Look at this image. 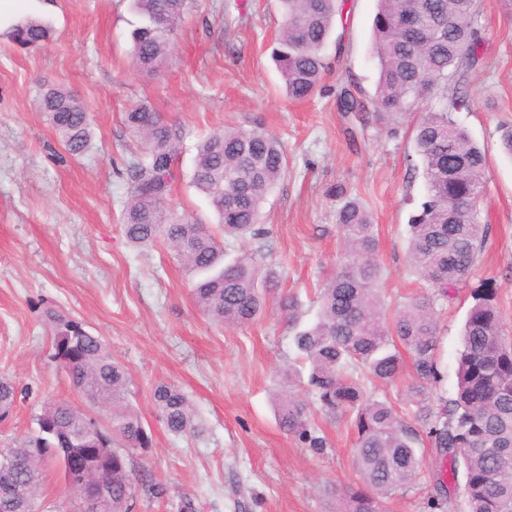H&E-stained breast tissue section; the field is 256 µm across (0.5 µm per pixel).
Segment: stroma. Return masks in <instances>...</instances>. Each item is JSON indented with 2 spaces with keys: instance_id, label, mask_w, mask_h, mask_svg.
Here are the masks:
<instances>
[{
  "instance_id": "35a3bbf8",
  "label": "stroma",
  "mask_w": 512,
  "mask_h": 512,
  "mask_svg": "<svg viewBox=\"0 0 512 512\" xmlns=\"http://www.w3.org/2000/svg\"><path fill=\"white\" fill-rule=\"evenodd\" d=\"M199 0L174 47L153 72L135 66L129 34L139 17L130 0H32L27 18L50 27V42L23 50L0 36V376L22 392L0 421V448L32 435L33 418L50 400L81 405L67 375L51 360L50 312L81 320L102 336L132 373L128 401L151 437L129 458L141 478L131 512H339L329 486L358 481L349 419L314 422L328 439L318 452L284 434L277 392L294 365L283 316L270 310L246 327L214 324L196 306L192 274L164 247L139 250L122 231L127 169L141 144L124 114L144 104L180 126L173 212L211 224L204 195L191 187L196 145L224 127L258 129L283 144L288 169L267 198L261 228L267 261L282 292L296 295L305 320L336 271L342 251L326 187L341 183L369 209L380 240L384 303L393 310L422 294L406 254L411 213L426 186L415 174L407 116L387 126L360 124L340 112L346 80L374 94L372 54L377 0H346L323 54L321 88L288 99L271 52L282 24L278 0ZM483 58L468 74L470 110L456 113L487 158L481 220L487 244L454 299L437 300L441 388L455 384L460 330L474 289L492 285L512 335V158L499 127L512 124V14L502 0H479ZM62 87L87 105L91 145L69 156L38 106L42 86ZM183 390L197 412L186 436L166 430L154 413L157 383ZM439 460L424 451L419 478L386 501V512H431L426 482ZM162 484L165 499L146 482Z\"/></svg>"
}]
</instances>
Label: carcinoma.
I'll list each match as a JSON object with an SVG mask.
<instances>
[{
	"label": "carcinoma",
	"instance_id": "obj_1",
	"mask_svg": "<svg viewBox=\"0 0 512 512\" xmlns=\"http://www.w3.org/2000/svg\"><path fill=\"white\" fill-rule=\"evenodd\" d=\"M141 23L131 31L132 55L152 70L168 55L178 23L197 0H132ZM282 29L273 50L288 97H312L328 68L323 50L342 14L339 0H280ZM477 0H377L373 54L378 61L376 92L369 101L346 87L338 99L344 111L391 121L419 113L415 153L427 198L410 216L407 257L433 294L412 298L393 314L381 301L382 268L378 234L369 211L338 183L327 194L340 203L336 224L346 261L320 289L314 321H302L300 303L279 292V273L267 266L263 246L225 260L224 244L206 224L173 216L169 207L182 132L146 105L129 109L124 121L143 152L130 165L122 213L126 239L139 247L158 244L173 251L194 274L193 296L213 322L233 327L258 321L271 301L288 323L295 361L308 367L306 394L284 395L279 427L306 448L322 451L328 441L311 419L315 404L328 417L351 420L356 433L354 461L362 484L339 493L345 512H384V501L409 487L421 469L422 449L442 460L430 478L428 505L434 512H512V336L504 333L495 289L472 294L456 355V383L440 405L429 389L441 382L435 298L451 299L466 282L489 234L480 223L486 155L454 114L469 109L464 69L480 60ZM5 36L21 48H38L50 37L39 22L9 27ZM42 111L72 155L90 143L86 106L53 86L42 89ZM280 141L257 130L224 128L196 147L190 183L203 193L226 239L255 238L267 196L287 169ZM51 358L72 389L110 409L102 426L64 401L43 405L35 415L37 433L0 448V503L30 512L40 495L48 459L84 460L72 481L107 486L99 512H130L136 478L120 448L151 442L141 417L126 402L128 368L112 357L103 338L82 322L54 317ZM408 356H403L402 351ZM414 378L416 409L405 417L388 400L367 393L364 374L391 384L404 371ZM17 391L0 378V420L14 409ZM154 411L174 435L195 432L196 413L187 395L157 384ZM463 499L456 501L457 482Z\"/></svg>",
	"mask_w": 512,
	"mask_h": 512
}]
</instances>
